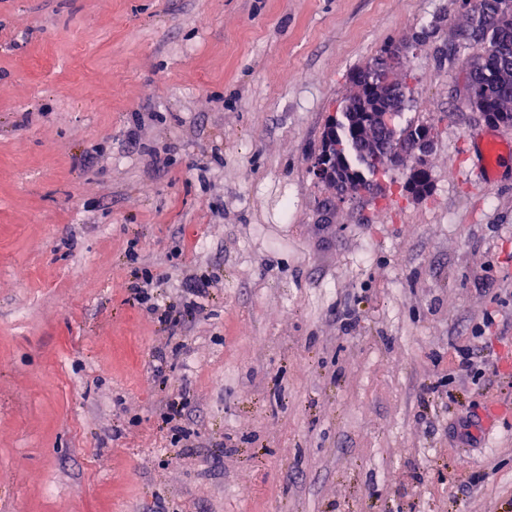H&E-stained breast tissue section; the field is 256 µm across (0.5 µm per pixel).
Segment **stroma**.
Masks as SVG:
<instances>
[{"label": "stroma", "mask_w": 512, "mask_h": 512, "mask_svg": "<svg viewBox=\"0 0 512 512\" xmlns=\"http://www.w3.org/2000/svg\"><path fill=\"white\" fill-rule=\"evenodd\" d=\"M462 22L0 0V512H512V155L472 175L512 127L435 58ZM424 29L403 118L439 127L431 195L333 202L310 162L350 72ZM143 270L197 311L159 321ZM492 148H497L501 153L506 151L511 154L510 144H496L491 139L483 138L480 142V158L476 167V177L479 183H487L493 180L498 172V161L490 160V151Z\"/></svg>", "instance_id": "obj_1"}]
</instances>
